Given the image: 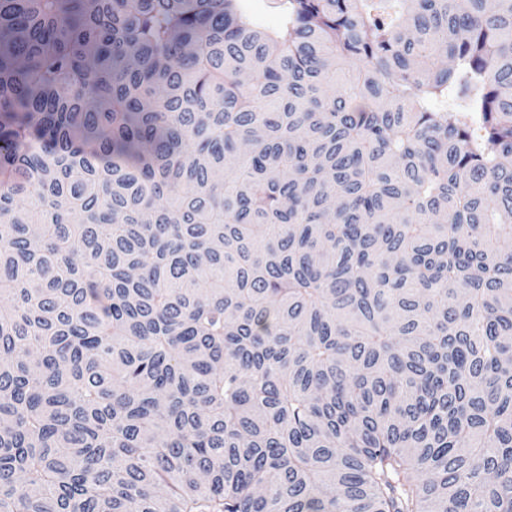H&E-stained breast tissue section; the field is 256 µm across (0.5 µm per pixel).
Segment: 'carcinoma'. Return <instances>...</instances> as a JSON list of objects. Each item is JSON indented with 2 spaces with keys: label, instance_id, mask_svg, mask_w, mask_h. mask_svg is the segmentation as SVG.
Masks as SVG:
<instances>
[{
  "label": "carcinoma",
  "instance_id": "carcinoma-1",
  "mask_svg": "<svg viewBox=\"0 0 512 512\" xmlns=\"http://www.w3.org/2000/svg\"><path fill=\"white\" fill-rule=\"evenodd\" d=\"M280 7L0 0V512H512V0Z\"/></svg>",
  "mask_w": 512,
  "mask_h": 512
}]
</instances>
